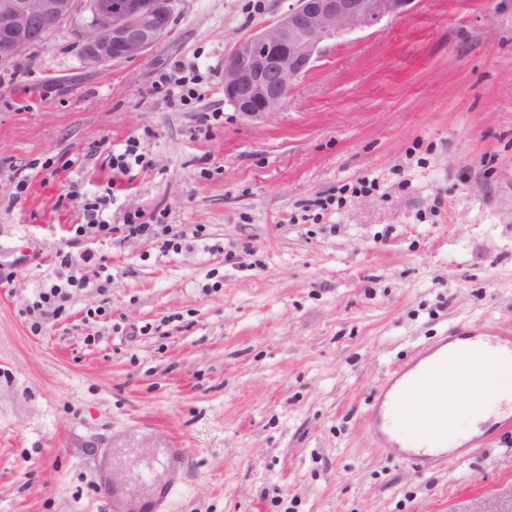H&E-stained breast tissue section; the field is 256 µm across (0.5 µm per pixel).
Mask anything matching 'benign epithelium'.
<instances>
[{
  "label": "benign epithelium",
  "instance_id": "7a95c632",
  "mask_svg": "<svg viewBox=\"0 0 512 512\" xmlns=\"http://www.w3.org/2000/svg\"><path fill=\"white\" fill-rule=\"evenodd\" d=\"M176 0H0V65L42 44L47 32L80 18L82 63L151 56L170 35ZM411 0H295L267 28L224 59V101L242 117L278 113L323 47L344 34L407 13Z\"/></svg>",
  "mask_w": 512,
  "mask_h": 512
}]
</instances>
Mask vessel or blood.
Instances as JSON below:
<instances>
[{
    "mask_svg": "<svg viewBox=\"0 0 512 512\" xmlns=\"http://www.w3.org/2000/svg\"><path fill=\"white\" fill-rule=\"evenodd\" d=\"M460 339L467 341L468 351L474 357L489 361L512 358V336H488L466 331L461 337L448 336L439 345L419 349L409 361L399 365L396 380L416 387L430 386L436 400H445L448 351ZM408 413L407 406L398 398L394 388L390 387L376 395L371 416L376 426L380 427L406 418ZM419 440V445L406 452L405 457L415 464L426 466L442 456L447 449V424L434 427L430 433L420 435ZM178 464L179 456L175 453L141 464L136 477L145 490L142 512H164L167 498L174 487L173 476Z\"/></svg>",
    "mask_w": 512,
    "mask_h": 512,
    "instance_id": "vessel-or-blood-1",
    "label": "vessel or blood"
}]
</instances>
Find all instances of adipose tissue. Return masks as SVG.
<instances>
[{
	"label": "adipose tissue",
	"instance_id": "obj_1",
	"mask_svg": "<svg viewBox=\"0 0 512 512\" xmlns=\"http://www.w3.org/2000/svg\"><path fill=\"white\" fill-rule=\"evenodd\" d=\"M512 398V359L500 361L493 368L465 351H458L448 363V397L446 404L433 403L421 389L407 388L406 400L416 415L418 428L429 427L434 415L448 418V428L460 432L478 408L499 409L503 400Z\"/></svg>",
	"mask_w": 512,
	"mask_h": 512
}]
</instances>
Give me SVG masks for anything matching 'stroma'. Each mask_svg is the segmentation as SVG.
<instances>
[{
  "label": "stroma",
  "mask_w": 512,
  "mask_h": 512,
  "mask_svg": "<svg viewBox=\"0 0 512 512\" xmlns=\"http://www.w3.org/2000/svg\"><path fill=\"white\" fill-rule=\"evenodd\" d=\"M292 2L178 0L150 57L94 69L67 23L0 67V512H136L134 469L173 448L167 512L512 507V431L422 470L367 424L420 347L512 335V0H412L246 120L224 59ZM176 67L201 100L155 89ZM75 185L112 190L113 235L83 242L111 302L77 291L36 334L25 304L79 272L54 261ZM133 215L179 248L124 237Z\"/></svg>",
  "instance_id": "stroma-1"
}]
</instances>
